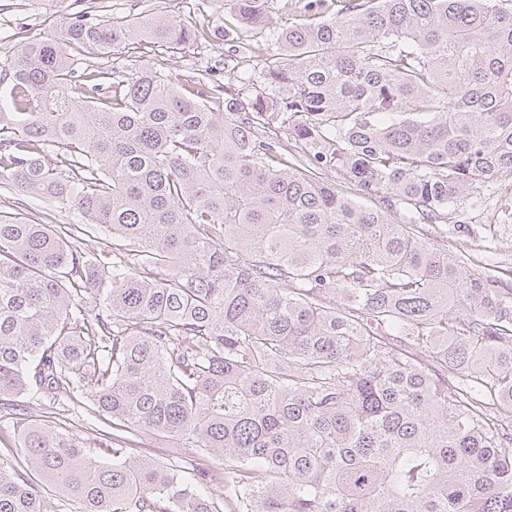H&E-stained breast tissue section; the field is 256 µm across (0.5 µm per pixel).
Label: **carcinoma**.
I'll return each instance as SVG.
<instances>
[{"mask_svg":"<svg viewBox=\"0 0 512 512\" xmlns=\"http://www.w3.org/2000/svg\"><path fill=\"white\" fill-rule=\"evenodd\" d=\"M337 2L86 0L0 59V188L81 217L0 210V512H512V308L420 231L512 176V6ZM217 36L239 86L144 61ZM112 6V12L152 17L168 13L180 14L191 22L219 25L224 21V0H208L204 10L199 11L194 3L197 0H106Z\"/></svg>","mask_w":512,"mask_h":512,"instance_id":"obj_1","label":"carcinoma"}]
</instances>
